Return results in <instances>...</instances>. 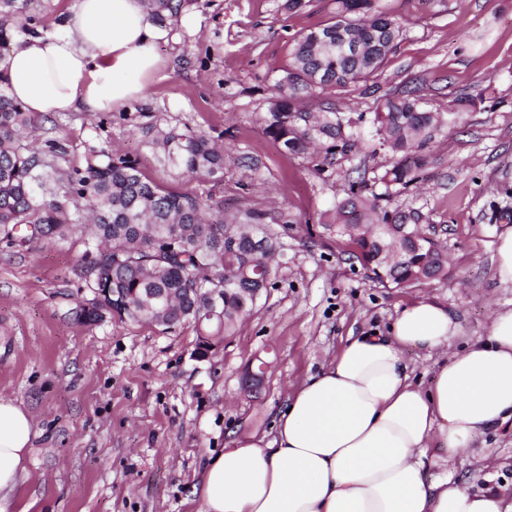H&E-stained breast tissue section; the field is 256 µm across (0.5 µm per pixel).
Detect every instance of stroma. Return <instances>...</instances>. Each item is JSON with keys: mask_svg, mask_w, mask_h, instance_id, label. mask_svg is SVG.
I'll return each instance as SVG.
<instances>
[{"mask_svg": "<svg viewBox=\"0 0 512 512\" xmlns=\"http://www.w3.org/2000/svg\"><path fill=\"white\" fill-rule=\"evenodd\" d=\"M286 2L182 0L158 46L165 76L143 100L35 116L33 138L68 145L61 167L102 148L128 155L172 191L278 217L283 248L235 335L201 359L190 322L77 321L93 296L81 261L88 229L23 248L0 241V398L27 409L36 430L20 512H199L194 487L208 457L272 434L293 387L347 337L387 334L405 305L435 297L461 326L459 352L512 307V285L495 276L497 238L512 227V0H379L402 34L377 76L333 91L337 115L360 137L329 165L287 153L265 132L269 89L296 38L336 14V0ZM405 91L448 122L423 148L416 183L390 205L419 213L448 254V276L393 288L352 259L327 216L357 176L382 193L392 153L370 119ZM151 123L226 146L223 179L160 166L142 132ZM262 360L269 367L252 381ZM453 475L474 492L511 493L512 422L488 430Z\"/></svg>", "mask_w": 512, "mask_h": 512, "instance_id": "obj_1", "label": "stroma"}]
</instances>
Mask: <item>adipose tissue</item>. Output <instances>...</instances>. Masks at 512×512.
<instances>
[{
    "mask_svg": "<svg viewBox=\"0 0 512 512\" xmlns=\"http://www.w3.org/2000/svg\"><path fill=\"white\" fill-rule=\"evenodd\" d=\"M164 36L144 0H73L52 30L12 38L0 75L25 111L110 112L143 99L163 71ZM458 332L443 304L423 299L391 335L348 337L289 397L272 437L232 441L206 460L199 512H512L500 490L471 492L450 471L512 419V308L430 384L414 381L403 356L446 351ZM33 427L0 399V512H14Z\"/></svg>",
    "mask_w": 512,
    "mask_h": 512,
    "instance_id": "ef3b65f1",
    "label": "adipose tissue"
}]
</instances>
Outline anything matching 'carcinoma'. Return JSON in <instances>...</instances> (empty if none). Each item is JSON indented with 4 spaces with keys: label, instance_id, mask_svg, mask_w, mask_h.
I'll return each mask as SVG.
<instances>
[{
    "label": "carcinoma",
    "instance_id": "obj_1",
    "mask_svg": "<svg viewBox=\"0 0 512 512\" xmlns=\"http://www.w3.org/2000/svg\"><path fill=\"white\" fill-rule=\"evenodd\" d=\"M148 5L161 19L176 13L181 0ZM11 21L24 31L40 25L39 16L20 11L17 0H0V45L14 31ZM350 28L364 44L360 57L345 56L334 45L336 34ZM400 35V23L376 0H337L334 21L297 38L269 101L266 133L291 154L305 152L314 140L331 141L328 155L354 145V133L344 132L335 108L312 113L298 99L374 76ZM31 117L0 86V239L22 248L34 239H62L90 222L94 242L87 244L84 259L93 298L76 312L78 319L92 320L93 310L121 320L161 321L168 328L192 322L201 336L233 335L268 288L269 260L282 248L279 235L267 228V214L229 212L210 195L171 191L148 179L137 160L110 151L92 152L82 165L63 169L55 159L66 153L65 146L27 141ZM373 123L385 132L394 155L379 177L386 193L368 196L365 180L349 183L332 225L385 287L444 278L447 254L414 240L419 215L389 210L380 201H390L389 190L414 183L420 150L445 119L409 93L386 98ZM146 134L161 166L185 176H224V148L206 136L153 124ZM216 287L222 291L221 317L207 308V292Z\"/></svg>",
    "mask_w": 512,
    "mask_h": 512
}]
</instances>
